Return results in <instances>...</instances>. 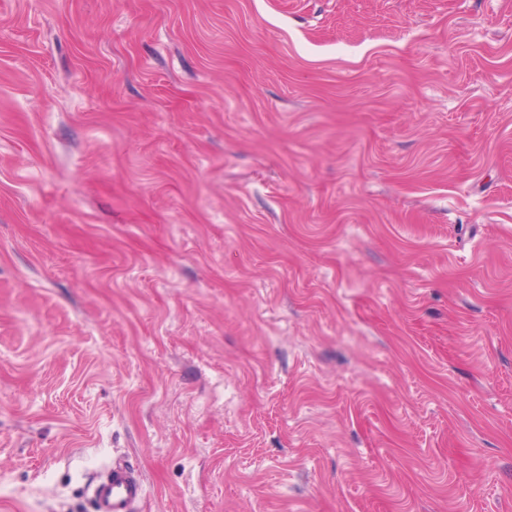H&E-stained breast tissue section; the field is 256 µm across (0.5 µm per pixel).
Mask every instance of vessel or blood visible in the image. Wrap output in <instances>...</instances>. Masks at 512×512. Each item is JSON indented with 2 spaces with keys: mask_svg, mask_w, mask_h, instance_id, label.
I'll return each instance as SVG.
<instances>
[{
  "mask_svg": "<svg viewBox=\"0 0 512 512\" xmlns=\"http://www.w3.org/2000/svg\"><path fill=\"white\" fill-rule=\"evenodd\" d=\"M143 496V480L123 463L113 464L89 485L91 512H134Z\"/></svg>",
  "mask_w": 512,
  "mask_h": 512,
  "instance_id": "b4317fda",
  "label": "vessel or blood"
}]
</instances>
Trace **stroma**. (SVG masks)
I'll return each instance as SVG.
<instances>
[{
	"mask_svg": "<svg viewBox=\"0 0 512 512\" xmlns=\"http://www.w3.org/2000/svg\"><path fill=\"white\" fill-rule=\"evenodd\" d=\"M512 512V0H0V512ZM143 496V480L123 463H113L89 484L91 512H134Z\"/></svg>",
	"mask_w": 512,
	"mask_h": 512,
	"instance_id": "stroma-1",
	"label": "stroma"
}]
</instances>
